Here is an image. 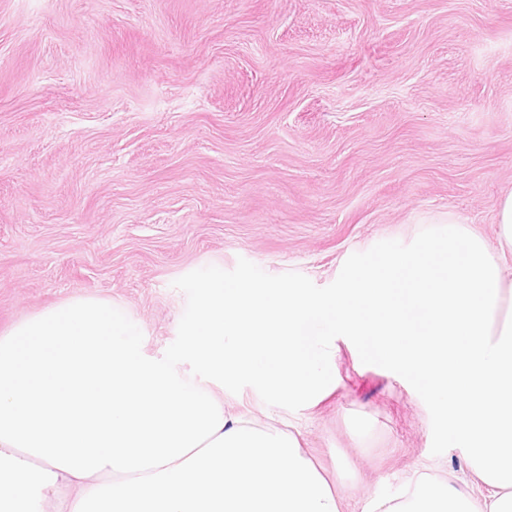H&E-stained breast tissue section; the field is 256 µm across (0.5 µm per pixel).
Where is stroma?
I'll list each match as a JSON object with an SVG mask.
<instances>
[{
  "label": "stroma",
  "mask_w": 512,
  "mask_h": 512,
  "mask_svg": "<svg viewBox=\"0 0 512 512\" xmlns=\"http://www.w3.org/2000/svg\"><path fill=\"white\" fill-rule=\"evenodd\" d=\"M511 189L512 0H0V333L100 298L159 359L193 270L324 287L452 216L496 254ZM335 376L295 411L197 385L287 424L346 512L470 481L406 380L342 339Z\"/></svg>",
  "instance_id": "35a3bbf8"
}]
</instances>
